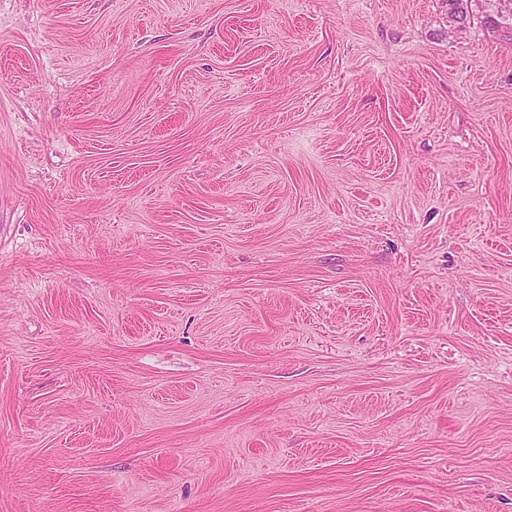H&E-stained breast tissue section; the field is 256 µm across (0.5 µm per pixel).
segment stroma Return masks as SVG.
Returning <instances> with one entry per match:
<instances>
[{
  "label": "stroma",
  "instance_id": "35a3bbf8",
  "mask_svg": "<svg viewBox=\"0 0 512 512\" xmlns=\"http://www.w3.org/2000/svg\"><path fill=\"white\" fill-rule=\"evenodd\" d=\"M0 512H512L481 0H0Z\"/></svg>",
  "mask_w": 512,
  "mask_h": 512
}]
</instances>
